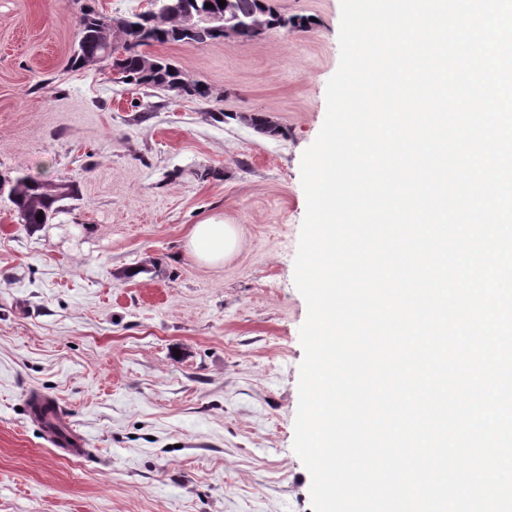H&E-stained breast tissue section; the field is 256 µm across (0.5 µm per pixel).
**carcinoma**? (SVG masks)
Here are the masks:
<instances>
[{"instance_id":"obj_1","label":"carcinoma","mask_w":512,"mask_h":512,"mask_svg":"<svg viewBox=\"0 0 512 512\" xmlns=\"http://www.w3.org/2000/svg\"><path fill=\"white\" fill-rule=\"evenodd\" d=\"M182 8L201 12L220 14L224 25L231 27L232 35L220 31H203L195 38L183 34L180 13L169 11L160 17L156 23L147 22L143 16H137L135 25L138 29L127 32L131 47L126 54L115 61L131 83L162 90L172 83H180L190 90V95L199 98L210 96V88L206 85L191 81L176 65L165 58L157 57V68L153 76L146 80L142 77V59L135 48L172 43L204 44L209 41L227 36L238 41H252L266 31L282 26V17L274 14L273 8L262 3V0H226L225 6H220L217 0H179ZM211 7H205V4ZM111 33L108 25V15L93 8L83 10L79 20L76 44L71 56V65L85 67L113 59V53L106 51ZM241 120L251 126L256 132L274 137L280 133L278 126L261 113L244 115ZM74 188L63 179L42 180L30 176L14 179L9 188L18 218L21 223L33 228H39L49 223L54 215L61 211L60 202L73 197ZM42 219H37L38 215Z\"/></svg>"}]
</instances>
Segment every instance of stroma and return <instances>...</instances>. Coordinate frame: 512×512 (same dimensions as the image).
<instances>
[{
	"instance_id": "1",
	"label": "stroma",
	"mask_w": 512,
	"mask_h": 512,
	"mask_svg": "<svg viewBox=\"0 0 512 512\" xmlns=\"http://www.w3.org/2000/svg\"><path fill=\"white\" fill-rule=\"evenodd\" d=\"M271 5L308 27L153 47L211 87L199 99L71 68L77 0H0V176L76 190L37 229L0 194V512H313L294 266L341 8ZM254 112L280 134L241 122ZM209 217L237 236L216 264L188 248ZM33 390L84 456L54 452Z\"/></svg>"
}]
</instances>
